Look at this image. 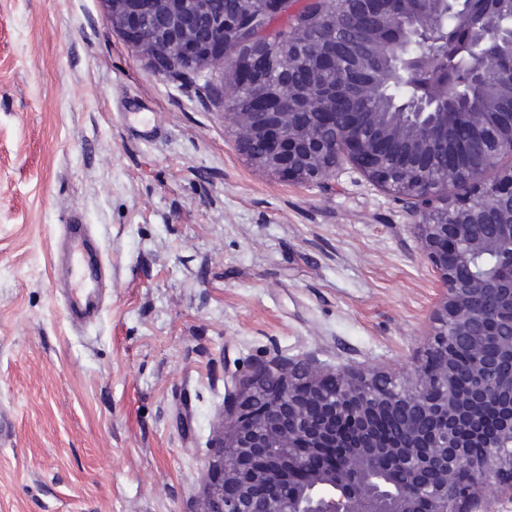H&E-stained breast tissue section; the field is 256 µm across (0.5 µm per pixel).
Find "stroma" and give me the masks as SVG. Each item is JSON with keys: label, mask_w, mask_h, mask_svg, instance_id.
Wrapping results in <instances>:
<instances>
[{"label": "stroma", "mask_w": 512, "mask_h": 512, "mask_svg": "<svg viewBox=\"0 0 512 512\" xmlns=\"http://www.w3.org/2000/svg\"><path fill=\"white\" fill-rule=\"evenodd\" d=\"M106 0H0V512H200L241 379L309 359L395 372L438 284L404 197L342 162L256 167L207 81L153 68ZM161 135L120 117L129 100ZM95 226L106 306L57 295L69 211Z\"/></svg>", "instance_id": "1"}]
</instances>
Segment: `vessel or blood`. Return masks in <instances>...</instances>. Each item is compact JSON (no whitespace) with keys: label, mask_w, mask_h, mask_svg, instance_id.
I'll list each match as a JSON object with an SVG mask.
<instances>
[{"label":"vessel or blood","mask_w":512,"mask_h":512,"mask_svg":"<svg viewBox=\"0 0 512 512\" xmlns=\"http://www.w3.org/2000/svg\"><path fill=\"white\" fill-rule=\"evenodd\" d=\"M57 268L63 283L61 295L72 323L84 326L96 321L104 306V245L79 213H70L61 228Z\"/></svg>","instance_id":"obj_1"}]
</instances>
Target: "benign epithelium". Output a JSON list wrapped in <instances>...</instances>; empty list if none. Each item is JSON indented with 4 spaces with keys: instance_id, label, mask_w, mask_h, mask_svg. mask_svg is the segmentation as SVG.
Masks as SVG:
<instances>
[{
    "instance_id": "benign-epithelium-1",
    "label": "benign epithelium",
    "mask_w": 512,
    "mask_h": 512,
    "mask_svg": "<svg viewBox=\"0 0 512 512\" xmlns=\"http://www.w3.org/2000/svg\"><path fill=\"white\" fill-rule=\"evenodd\" d=\"M107 25L147 50L158 69L204 77L194 50L199 32L216 29L224 42L239 34L246 8L235 0L216 20L201 9L184 12L174 34L159 41L144 26L137 0H108ZM317 42L305 29L275 60L263 53L228 65L230 87L257 90L253 105L225 103L241 153L261 168L300 182L320 183L349 159L368 178L414 201L423 253L438 283L423 350L398 378L369 367L327 373L310 360L265 365L243 381L235 410L224 414V436L207 463L202 512H498L512 499V469L502 462L512 447V25L495 26L478 52L457 61L471 85L486 90L489 111L450 112L454 86L397 105L400 119L363 112L358 97L325 85L320 75L356 58V46L374 36L388 68L404 80L441 66L448 51L425 45L427 25L453 17L465 26L478 11L495 21L504 0H427V21L416 0H318ZM350 31L336 39V27ZM464 125L465 141L440 142L445 127ZM336 130V138L320 134ZM400 159L391 175L387 161ZM470 185L474 195L456 197ZM444 208L434 210V203ZM472 337L466 369L454 339ZM402 420L401 442L378 441L374 417Z\"/></svg>"
}]
</instances>
